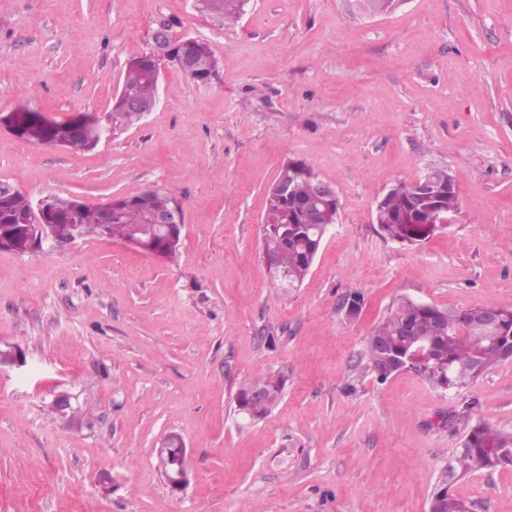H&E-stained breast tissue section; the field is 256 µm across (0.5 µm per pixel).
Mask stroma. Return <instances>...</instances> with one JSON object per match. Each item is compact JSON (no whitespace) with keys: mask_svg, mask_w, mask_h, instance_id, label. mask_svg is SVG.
<instances>
[{"mask_svg":"<svg viewBox=\"0 0 512 512\" xmlns=\"http://www.w3.org/2000/svg\"><path fill=\"white\" fill-rule=\"evenodd\" d=\"M207 41V83L163 66L154 110L92 150L0 128V182L31 201L101 204L148 188L183 208L174 261L90 236L0 249V512H429L448 484L472 512H512V466L448 474L461 437L512 431V362L445 393L363 373L399 298L512 309V0H250L237 24L193 0H0V116L63 121L112 106L153 32ZM289 158L339 192L298 288L260 257L266 191ZM448 168L459 207L414 245L379 196ZM360 316L338 307L352 290ZM283 373L277 405L236 401ZM180 434L193 478L171 490L157 448ZM284 377L283 375H260L255 377L253 380L243 386L237 394V403L239 410L251 419H262L267 416L274 406L278 403L282 396L284 388ZM258 386L265 387L270 395V401L268 404V393L263 387H259L253 390L251 394V402L263 403L265 405L252 406L248 409V395L250 391Z\"/></svg>","mask_w":512,"mask_h":512,"instance_id":"1","label":"stroma"}]
</instances>
